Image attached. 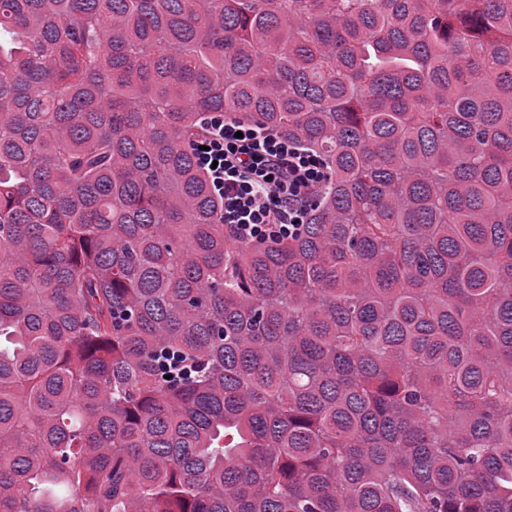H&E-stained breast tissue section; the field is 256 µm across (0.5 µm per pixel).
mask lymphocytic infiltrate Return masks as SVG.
Listing matches in <instances>:
<instances>
[{
  "label": "lymphocytic infiltrate",
  "mask_w": 512,
  "mask_h": 512,
  "mask_svg": "<svg viewBox=\"0 0 512 512\" xmlns=\"http://www.w3.org/2000/svg\"><path fill=\"white\" fill-rule=\"evenodd\" d=\"M195 156L222 199L220 220L238 241L294 235L330 175L324 161L266 127L204 114Z\"/></svg>",
  "instance_id": "1"
}]
</instances>
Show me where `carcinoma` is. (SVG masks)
Segmentation results:
<instances>
[{"label": "carcinoma", "mask_w": 512, "mask_h": 512, "mask_svg": "<svg viewBox=\"0 0 512 512\" xmlns=\"http://www.w3.org/2000/svg\"><path fill=\"white\" fill-rule=\"evenodd\" d=\"M2 33L0 512H512V0ZM205 112L322 156L298 235L232 238Z\"/></svg>", "instance_id": "obj_1"}]
</instances>
